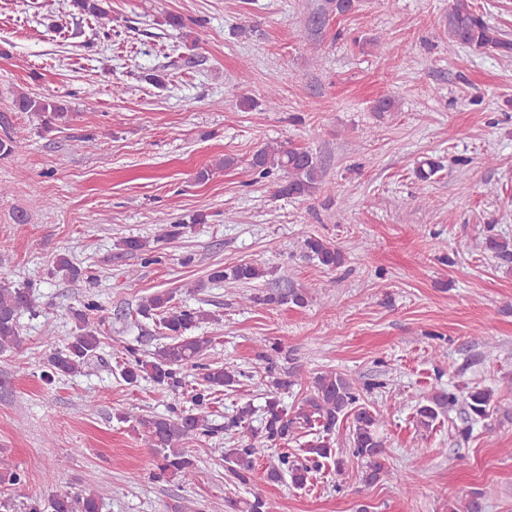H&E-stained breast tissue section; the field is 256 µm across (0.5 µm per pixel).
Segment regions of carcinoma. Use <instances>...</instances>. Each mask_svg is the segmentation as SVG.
Returning <instances> with one entry per match:
<instances>
[{
  "instance_id": "cac0c4a2",
  "label": "carcinoma",
  "mask_w": 512,
  "mask_h": 512,
  "mask_svg": "<svg viewBox=\"0 0 512 512\" xmlns=\"http://www.w3.org/2000/svg\"><path fill=\"white\" fill-rule=\"evenodd\" d=\"M354 0H326L319 19L332 14L348 13ZM71 6L84 15L95 19L108 16L101 0H71ZM448 46L463 45L477 51L494 53L502 59L512 58V40L498 29L489 25L470 0H453L445 23ZM19 112L30 113L41 121L40 129L50 132L53 121L62 120L67 108L48 97L20 93L14 101ZM0 126L5 128L6 137L0 139V153H10L21 144V131L11 125L5 116H0ZM250 168L261 178L275 177L277 193L294 198L306 199L322 189V170L318 158L310 151L288 142L266 145L256 151L250 160ZM441 170L439 161L425 158L417 163L415 174L421 180L433 178ZM116 246L126 253L141 255V264L153 262L145 255V244L134 238H124ZM307 255L321 266L334 270L344 263L343 249L333 241L317 236L304 240ZM485 249L502 258H512V241L490 237ZM54 271L67 278L74 287L93 283L94 276L74 266L68 258L58 256ZM264 276V271L251 263L231 267L216 265L209 270L207 282L231 285L248 284ZM205 282V283H207ZM204 282L197 288L205 287ZM173 295L165 290L157 291L141 300L138 313L156 321L166 342L160 344L148 358L138 356L137 349L126 346L122 350V377L134 384L140 379H150L155 384L177 389L182 384L181 373L191 367L201 369L200 381L193 389L191 407L170 415H148L136 419L134 430L148 447L160 458L158 477L178 478L190 481L196 474V464L184 448L186 442L209 431V407L215 394L239 382L237 372L228 371L218 363H204L203 356L211 344L209 336H193L201 324L210 320V314L203 309L175 308L171 305ZM250 301L265 305L292 304L302 308L308 304L306 293L297 288L272 291L264 295H253ZM37 303L27 288H18L0 283V352L19 347L22 342L19 318L22 313L36 311ZM98 310L96 303L89 301L81 309L71 310L75 320L76 333L62 347L54 350L47 360L49 372L45 376L72 375L82 371L100 348L101 340L90 324V316ZM299 374L290 372L284 378L271 380L273 391L263 407L261 429L249 430L247 422L253 415L251 405L246 404L226 425V430L237 431V445L224 449V470L235 483L247 485L256 460L276 446L287 444L297 436L309 437L302 451V461L293 459L286 452L268 467L267 480L279 482L287 477L293 487L302 489L309 482L311 472L321 468L325 459L336 463V474H343L344 461L336 456L329 435L344 421H350L349 443L352 455L364 463L362 479L371 484L385 473L386 443L381 435L382 417L365 402L364 390L360 389L345 374L329 372L317 376L309 392L298 402L295 410L288 411L278 396L298 384ZM490 392L478 387L469 391L466 404L475 416L482 417L487 411ZM458 396L453 392L438 391L426 404L416 409L417 425L427 428L438 418L439 413L454 406ZM237 512H275L276 506L260 493H253L252 499L230 502ZM102 495L92 488L71 495L53 494L46 499H32L27 512H101Z\"/></svg>"
}]
</instances>
